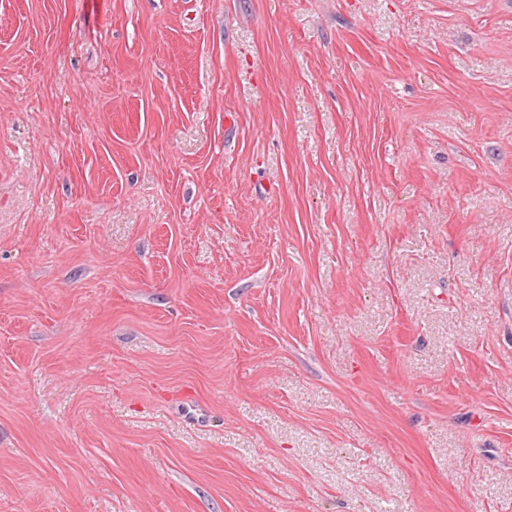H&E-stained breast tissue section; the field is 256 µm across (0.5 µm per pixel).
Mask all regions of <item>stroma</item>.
I'll return each instance as SVG.
<instances>
[{
  "label": "stroma",
  "instance_id": "stroma-1",
  "mask_svg": "<svg viewBox=\"0 0 512 512\" xmlns=\"http://www.w3.org/2000/svg\"><path fill=\"white\" fill-rule=\"evenodd\" d=\"M0 512H512V0H0Z\"/></svg>",
  "mask_w": 512,
  "mask_h": 512
}]
</instances>
